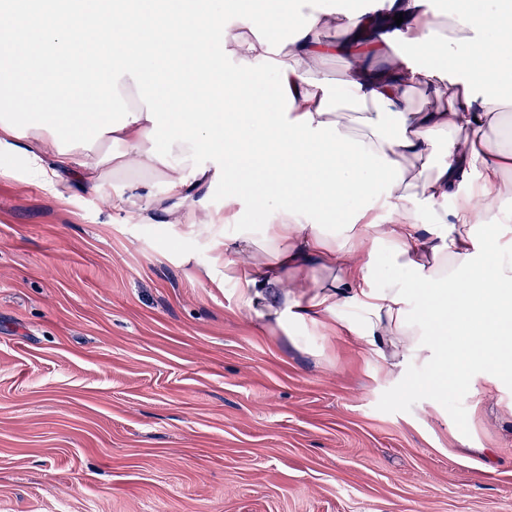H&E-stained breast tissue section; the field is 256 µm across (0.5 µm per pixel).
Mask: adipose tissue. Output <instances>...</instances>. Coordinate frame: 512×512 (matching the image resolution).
<instances>
[{
  "instance_id": "obj_1",
  "label": "adipose tissue",
  "mask_w": 512,
  "mask_h": 512,
  "mask_svg": "<svg viewBox=\"0 0 512 512\" xmlns=\"http://www.w3.org/2000/svg\"><path fill=\"white\" fill-rule=\"evenodd\" d=\"M450 2L442 16L430 12L429 0H380L372 14L319 9L311 31L279 55L292 67L290 117L336 122L340 133L399 162L402 179L386 223L366 216L333 237L281 213L266 241L244 234L214 248L241 299L288 336L307 325L337 329L390 368L420 359L436 379L460 388L496 387L512 371V358L497 355L495 342L512 324V262L497 237L480 230L494 201L512 196V113L505 110L512 0ZM398 14L401 25L375 29L377 20ZM369 30L372 41L356 45ZM339 56L345 69L337 82L325 71ZM129 110L135 122L103 134L89 150L59 153L50 132L28 129L27 165L61 201L70 173L90 190L112 179L143 187L159 180L168 187L166 223L233 225L239 203L215 212L205 206L214 170L186 182L182 168L150 155L153 124L144 103L131 102ZM46 156L52 167L43 166ZM450 199L451 223H423V211ZM387 259L406 280L386 273ZM412 294L424 303L419 323L406 311ZM449 330L459 339L452 351L444 344Z\"/></svg>"
}]
</instances>
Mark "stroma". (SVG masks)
Wrapping results in <instances>:
<instances>
[{
    "instance_id": "1",
    "label": "stroma",
    "mask_w": 512,
    "mask_h": 512,
    "mask_svg": "<svg viewBox=\"0 0 512 512\" xmlns=\"http://www.w3.org/2000/svg\"><path fill=\"white\" fill-rule=\"evenodd\" d=\"M68 202L0 156V512H512V377L294 346L224 277L220 228ZM207 267L211 279L198 280Z\"/></svg>"
}]
</instances>
